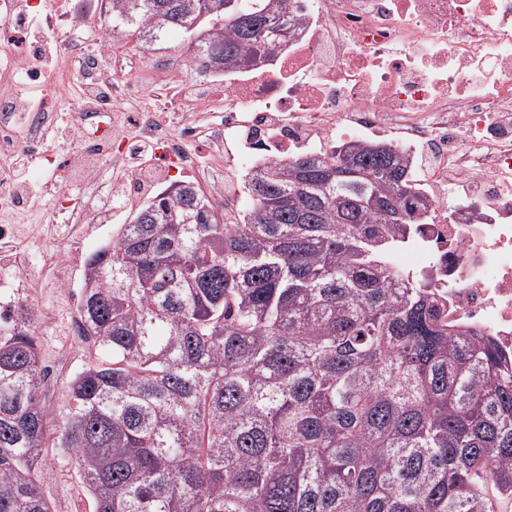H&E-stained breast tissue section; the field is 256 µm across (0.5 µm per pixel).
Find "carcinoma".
<instances>
[{
	"label": "carcinoma",
	"mask_w": 512,
	"mask_h": 512,
	"mask_svg": "<svg viewBox=\"0 0 512 512\" xmlns=\"http://www.w3.org/2000/svg\"><path fill=\"white\" fill-rule=\"evenodd\" d=\"M290 0H108L141 47L193 36V71L272 56ZM390 142L243 175L228 224L194 183L149 196L90 257L101 350L46 407L33 309L0 314V512H53L50 431L93 512H494L512 496V361L448 328L391 257L432 200Z\"/></svg>",
	"instance_id": "cac0c4a2"
}]
</instances>
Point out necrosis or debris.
Masks as SVG:
<instances>
[{
  "mask_svg": "<svg viewBox=\"0 0 512 512\" xmlns=\"http://www.w3.org/2000/svg\"><path fill=\"white\" fill-rule=\"evenodd\" d=\"M293 14L294 34L259 67L189 83L174 67L168 85L201 103L221 97L224 109L170 122L142 108V137L172 166L213 180L229 217L238 197L203 167L201 121L216 128L213 156L249 129L238 155L247 169L386 130L428 159L415 181L434 203L396 264L442 282L449 325L493 338L512 360V0H295ZM83 83L102 119L112 101L146 93L118 68Z\"/></svg>",
  "mask_w": 512,
  "mask_h": 512,
  "instance_id": "necrosis-or-debris-1",
  "label": "necrosis or debris"
}]
</instances>
